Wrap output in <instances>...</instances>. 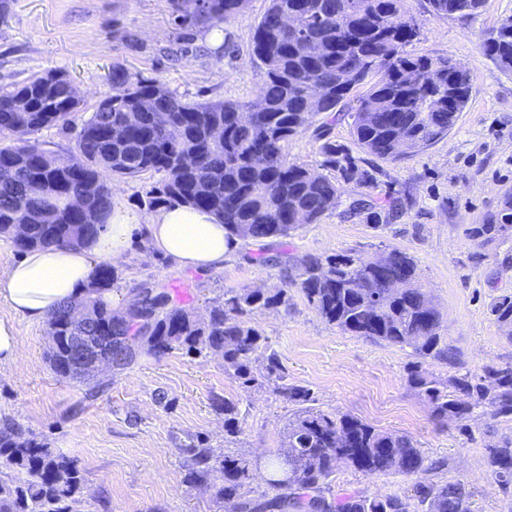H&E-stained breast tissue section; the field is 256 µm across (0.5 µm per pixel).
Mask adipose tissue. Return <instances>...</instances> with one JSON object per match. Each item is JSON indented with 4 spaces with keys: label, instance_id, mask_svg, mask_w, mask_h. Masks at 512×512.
<instances>
[{
    "label": "adipose tissue",
    "instance_id": "obj_1",
    "mask_svg": "<svg viewBox=\"0 0 512 512\" xmlns=\"http://www.w3.org/2000/svg\"><path fill=\"white\" fill-rule=\"evenodd\" d=\"M138 225L144 227L153 249L181 266L223 269L229 248L215 213L174 202L144 214L113 203L107 227L96 239L77 247L32 249L0 271V304L12 313L11 318H0V367L15 362L20 353L15 319L39 323L63 302L81 299L100 260L127 254L131 232Z\"/></svg>",
    "mask_w": 512,
    "mask_h": 512
}]
</instances>
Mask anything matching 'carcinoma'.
Instances as JSON below:
<instances>
[{
    "label": "carcinoma",
    "mask_w": 512,
    "mask_h": 512,
    "mask_svg": "<svg viewBox=\"0 0 512 512\" xmlns=\"http://www.w3.org/2000/svg\"><path fill=\"white\" fill-rule=\"evenodd\" d=\"M181 23L221 24L243 11L247 0H171ZM299 29L288 30L281 16L295 10ZM434 13L471 17L484 0H429ZM420 33L407 0H270L256 25L252 53L265 70L258 93L264 108L224 100L188 102L156 80L112 71V95L82 123L75 147L52 154L30 135L43 128L68 129L77 103L72 83L55 72L37 74L10 90H0V238L20 251L49 246H80L105 227L112 208L114 179L160 177L148 192L152 208L180 200L224 218L225 237H286L303 224H316L338 197L336 182L288 158L289 141L314 117L336 111L354 92V140L369 155L398 162L409 152L446 137L468 102V73L449 57L414 55L406 50ZM496 66L512 72V18L502 20L481 42ZM320 126L323 165L346 181L367 184L349 151L326 139ZM368 218L380 224L395 207L361 202ZM512 227V197L498 223L470 229L474 238H493ZM416 278V263L392 250L391 260L375 270L351 253L307 255L289 285L299 289L329 325L353 336L409 347L416 361L407 368L409 386L423 397L431 415L464 423L478 410L512 422V364L489 365L481 373L461 371L460 354L440 334V315L426 292L410 287L392 292L385 285ZM114 270L99 266L98 291L83 303L97 334L112 339L117 365L130 364L136 349L158 356L184 351L218 356L224 372L245 387L266 383L273 393L297 406L284 432L293 459L286 484L274 479L280 454L267 458L265 479L273 495L259 504L246 499L254 461L244 455H218L204 440L183 449L184 483L208 487L218 503L237 512H472L471 492L461 482L432 483L419 475L432 469L418 442L406 434L378 430L347 414L309 407L310 388L287 381L279 355L252 323L264 310L288 309V290L263 285L227 290L213 301L208 320L170 303L164 292L138 291L142 320L118 315L103 294L112 289ZM70 304L53 310L49 351L53 372L69 377L72 323ZM490 316L512 340V294L494 298ZM443 363L455 374L442 379L424 367ZM224 412L225 442L240 433L239 411L231 399L213 401ZM0 464L24 478H0V512H76L83 477L74 460L56 453L11 423L0 427ZM341 465L364 474L414 477L412 498L336 492L331 476ZM486 465L503 487L512 486V438L486 448Z\"/></svg>",
    "instance_id": "1"
}]
</instances>
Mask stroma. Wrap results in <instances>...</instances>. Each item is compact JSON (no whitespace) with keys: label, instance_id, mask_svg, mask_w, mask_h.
Wrapping results in <instances>:
<instances>
[{"label":"stroma","instance_id":"stroma-1","mask_svg":"<svg viewBox=\"0 0 512 512\" xmlns=\"http://www.w3.org/2000/svg\"><path fill=\"white\" fill-rule=\"evenodd\" d=\"M407 5L421 26L409 53L452 58L471 78V96L448 136L393 163L356 148L348 113H336L329 137L371 171V185L340 182L336 203L320 223L283 238L242 240L220 271L181 267L150 250L143 231L135 230L125 261L115 267L111 293L124 310L136 289L150 286L203 317L225 290L255 284L287 289V309L258 313L253 321L289 381L313 391L316 409L412 436L434 464L424 480L464 483L473 512H512V487H501L485 464L487 446L512 437V422L478 415L465 434L456 423L435 421L408 385L410 349L340 331L289 284L307 255L372 258L400 249L414 258L418 283L465 369L512 363V342L487 311L494 297L512 293V236L470 234L474 225L491 223L512 196V74L480 47L491 29L512 17V0H486L472 18L435 15L428 0ZM268 6L269 0H248L215 39L209 24L180 28L170 0H0V88L50 70L66 76L78 90L75 127L111 95L116 69L157 80L187 101H252L264 71L250 39ZM75 127L45 128L34 138L64 153L75 145ZM388 196L397 198L398 208L387 226L373 227L352 211L356 200ZM15 326L22 357L0 370V424L12 422L73 459L85 479L89 512H225L209 490L185 486L183 447L203 439L216 451L253 459L283 447L294 405L267 386L242 387L225 374L221 358L141 352L131 364L99 375L103 389L92 396L86 385L52 371L46 323L19 319ZM224 397L241 411V432L231 444L224 440V414L213 406ZM332 485L370 495L412 490L404 476L366 475L344 465Z\"/></svg>","mask_w":512,"mask_h":512}]
</instances>
